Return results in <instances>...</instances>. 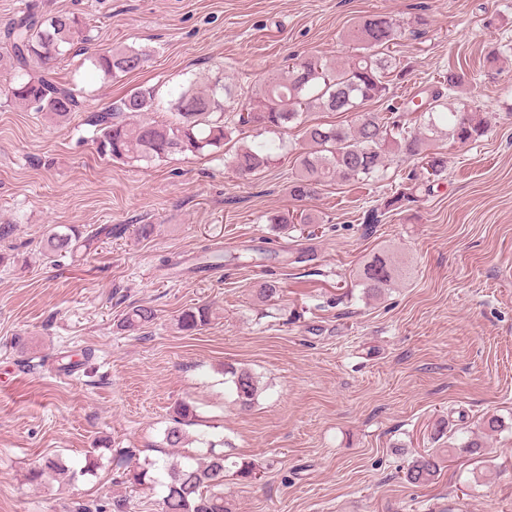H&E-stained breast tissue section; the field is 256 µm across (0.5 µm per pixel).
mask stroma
Instances as JSON below:
<instances>
[{"instance_id": "35a3bbf8", "label": "stroma", "mask_w": 512, "mask_h": 512, "mask_svg": "<svg viewBox=\"0 0 512 512\" xmlns=\"http://www.w3.org/2000/svg\"><path fill=\"white\" fill-rule=\"evenodd\" d=\"M37 2L92 19L85 54L121 45L151 55L107 84L92 64L53 62L86 98L64 122L7 102L13 71L0 61V224L16 226L0 243V512H99L120 496L129 512H160L162 487L117 483L120 451L166 459L164 431L182 402L197 409L185 427L193 454L213 446L262 467L257 479L226 478L233 512H512V0ZM373 14L427 21L423 38L397 46L407 76L395 95L455 65L475 80L451 104L488 120L479 141H439V184L378 220L377 199L413 162L299 202L289 159L243 178L220 153L128 164L93 138L91 117L142 85L166 104L191 80L254 90L292 56L348 62L350 30ZM293 209L319 217L312 243L269 224ZM51 224L126 231L50 266ZM140 224L153 234L136 236ZM308 245L314 260L299 262ZM381 253L412 274L369 299L356 272ZM272 280L279 294L261 301ZM198 303L212 306L210 324L178 329ZM138 304L154 308V324L122 331ZM84 349L89 361L61 375L60 358ZM230 367L260 378L251 408L225 384ZM492 414L501 427L479 454L448 453L461 432L483 435ZM431 452L442 455L435 483H407L413 458ZM45 456L75 481L29 484Z\"/></svg>"}]
</instances>
